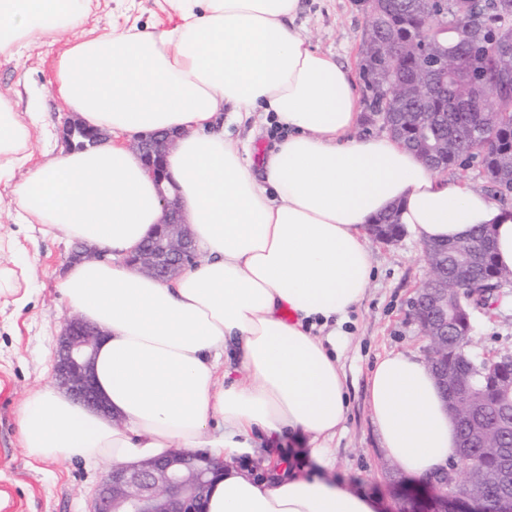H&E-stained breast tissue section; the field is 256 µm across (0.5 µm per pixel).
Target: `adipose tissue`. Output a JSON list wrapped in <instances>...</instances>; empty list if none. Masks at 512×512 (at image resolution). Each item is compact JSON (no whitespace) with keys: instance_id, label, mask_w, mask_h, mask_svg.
<instances>
[{"instance_id":"1","label":"adipose tissue","mask_w":512,"mask_h":512,"mask_svg":"<svg viewBox=\"0 0 512 512\" xmlns=\"http://www.w3.org/2000/svg\"><path fill=\"white\" fill-rule=\"evenodd\" d=\"M93 0H0V50L70 37L55 82L68 111L108 140L32 165L29 129L0 97V180L30 167L17 217L107 250L60 284L69 313L105 334L94 359L100 413L52 386L29 393L20 435L37 461L131 465L175 448L223 462L207 512H378L379 501L326 479L348 412L329 321L363 300L373 275L369 226L397 211L422 241L494 231L512 269V203L426 165L390 136L356 137L354 80L288 26L298 0H162L168 24L95 35ZM273 113L288 130L254 169L218 125ZM177 132L166 158L202 258L159 281L128 256L162 215L130 141ZM368 407L388 456L429 480L448 468L457 426L426 363L377 356ZM291 440L288 459L238 466L254 437Z\"/></svg>"}]
</instances>
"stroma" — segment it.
I'll return each mask as SVG.
<instances>
[{
  "label": "stroma",
  "instance_id": "stroma-1",
  "mask_svg": "<svg viewBox=\"0 0 512 512\" xmlns=\"http://www.w3.org/2000/svg\"><path fill=\"white\" fill-rule=\"evenodd\" d=\"M157 0H94L85 27L96 33L119 31L131 24L153 26L165 20ZM366 17L357 0H298L289 25L314 47L359 72ZM64 38L36 41L22 58L0 54V95L10 98L18 119L32 129L29 149L43 159L44 137L59 134L69 112L55 90V63ZM29 175L16 170L0 182V238L17 239L20 253H0V267L14 260L30 264V299L22 310L0 302V512H88L105 475L103 466L74 462H38L29 458L19 435L18 416L27 393L54 384L55 351L67 313L60 281L68 267L73 241L46 235L36 224L16 218L13 187ZM375 275L363 301L338 327L344 340L337 349L345 376L349 411L333 441L335 475L350 490L375 494L382 512H398L388 469L367 404L369 369L388 352L424 355L427 341L412 314L411 302L427 275L423 245L411 233L393 243L371 241ZM468 352L477 358L512 354V285L495 289L486 305L473 308Z\"/></svg>",
  "mask_w": 512,
  "mask_h": 512
}]
</instances>
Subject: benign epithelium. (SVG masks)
Masks as SVG:
<instances>
[{"label":"benign epithelium","instance_id":"benign-epithelium-1","mask_svg":"<svg viewBox=\"0 0 512 512\" xmlns=\"http://www.w3.org/2000/svg\"><path fill=\"white\" fill-rule=\"evenodd\" d=\"M448 55H442L416 70L413 82L423 83L434 97L442 95L448 86ZM175 136L156 132L140 136L130 148L158 179L162 219L156 232L128 259L134 269L158 280H168L198 258L197 249L187 222L183 219L179 201L166 170L165 158ZM105 257L95 246L79 244L69 261H92ZM428 277L413 300L412 311L422 330L441 339L429 355L430 365L440 369L439 360L450 353L458 336L459 324H471L470 305L449 302L442 283L451 276L463 286H480L489 292L503 285L494 274L474 279L469 253L456 254L453 271L448 264L425 256ZM103 332L95 325L76 316H67L59 336L55 359V377L59 389L74 401L108 413L99 397L91 375L92 356ZM467 372L452 377L451 392L446 400L449 413L456 417L473 393L472 363L466 362ZM502 425L512 429V386L500 392ZM220 468L202 454L183 448L172 450L163 460H147L132 465L114 467L97 487L91 512H202L210 485V475ZM494 482L499 492L491 496L485 485ZM402 512H512V460L502 457L498 469L483 473L465 493H448V472L431 480L426 494L412 491L403 495Z\"/></svg>","mask_w":512,"mask_h":512}]
</instances>
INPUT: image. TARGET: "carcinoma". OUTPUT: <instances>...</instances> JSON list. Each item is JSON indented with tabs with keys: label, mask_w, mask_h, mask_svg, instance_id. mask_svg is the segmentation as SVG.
Here are the masks:
<instances>
[{
	"label": "carcinoma",
	"mask_w": 512,
	"mask_h": 512,
	"mask_svg": "<svg viewBox=\"0 0 512 512\" xmlns=\"http://www.w3.org/2000/svg\"><path fill=\"white\" fill-rule=\"evenodd\" d=\"M378 29L365 30L362 42L361 73L371 92L368 108L373 113L399 114L409 149L420 153L427 145L423 130L434 124L444 134L448 151L437 154L436 168L447 171L455 166L460 148L482 159L485 177L492 194L506 202L512 198V89L498 90L495 76L506 72L512 78V0H487L484 10L472 15V0H446L438 17L427 19L425 0H383ZM429 45L441 46L453 53L465 43L471 55L465 66H456L449 79L448 99L431 98L426 106L419 102L425 92L411 86V75L419 57L413 44L417 36ZM397 42L394 56L383 53L385 40ZM458 246L482 248L475 265L491 267L505 281L512 280V269L500 267L492 250L490 234L480 228L471 237L458 241H440L429 248L451 252ZM489 384L482 392L483 417L492 421L497 413L495 381L512 383V371H502L490 363L479 362L474 381ZM512 447L509 432L488 437L484 445L456 450L458 465L471 481L492 470L499 449Z\"/></svg>",
	"instance_id": "carcinoma-1"
}]
</instances>
